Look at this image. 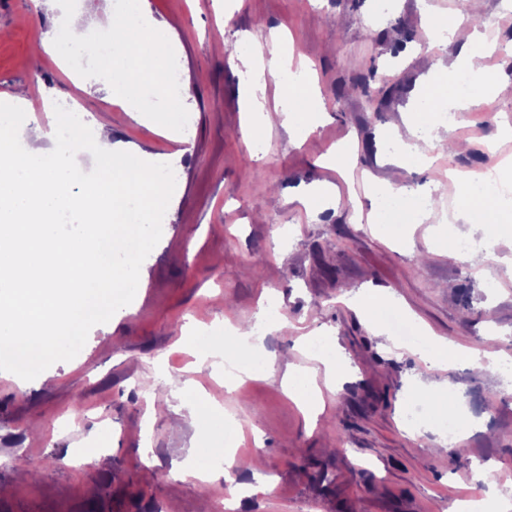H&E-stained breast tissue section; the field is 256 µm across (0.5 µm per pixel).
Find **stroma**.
Wrapping results in <instances>:
<instances>
[{
  "label": "stroma",
  "mask_w": 512,
  "mask_h": 512,
  "mask_svg": "<svg viewBox=\"0 0 512 512\" xmlns=\"http://www.w3.org/2000/svg\"><path fill=\"white\" fill-rule=\"evenodd\" d=\"M142 0V14L170 29L177 44L189 113L185 137L172 139L136 114L100 78L80 77L52 54L62 10L56 0H0V102L28 94L19 135L35 137L55 115L44 100L76 104L110 140L170 164L176 185L162 236L144 260L142 294L108 325L94 326L82 353L34 380L0 373V512H200L198 481L170 482L195 428L181 395L194 386L245 438H259L261 466L240 467L235 480H269L271 490L239 498L232 512H440L454 502L494 496L512 484V378L475 374L465 365L432 367L379 334L351 295L383 292L403 302L433 336L458 346L492 348L512 358V234L502 233L495 293L470 264L431 250V228L448 221L456 196L429 223L411 225L407 246L368 222L370 183L388 178L387 134L410 122L435 71L447 70L461 41L420 49V18H451L466 0ZM500 52L483 60L495 95L456 85L473 104L457 118L463 154L442 155L408 186L448 183L452 170L482 174L485 146L512 150V12L484 0ZM291 36L294 59L310 62L327 114L302 141L280 123L268 128L261 159H253L242 128L243 96L255 91L267 108L286 110L274 72H258L234 44L271 30ZM40 57H33L35 44ZM386 96L367 100L366 71ZM445 129L434 131L444 139ZM352 143L346 174L322 167L337 145ZM264 179L252 181L253 171ZM339 190L338 206L309 212L300 202L315 183ZM274 296L287 329L264 330L259 346L278 363L314 369L325 408L308 422L289 399L281 374L224 392V371L197 364L186 342L195 331L253 320ZM333 337L347 369L329 380L322 364L295 353L303 335ZM444 387L477 427L461 456L435 455L436 425L414 433L404 425L416 390ZM97 451L90 464L75 454ZM25 455L42 461L24 476Z\"/></svg>",
  "instance_id": "1"
}]
</instances>
